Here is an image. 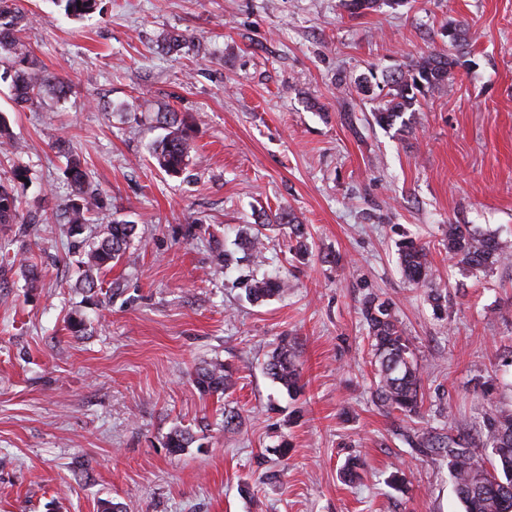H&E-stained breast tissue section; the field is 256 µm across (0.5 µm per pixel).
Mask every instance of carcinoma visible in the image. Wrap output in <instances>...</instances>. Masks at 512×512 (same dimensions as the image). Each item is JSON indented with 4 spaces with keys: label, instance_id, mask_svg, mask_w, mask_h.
I'll return each mask as SVG.
<instances>
[{
    "label": "carcinoma",
    "instance_id": "obj_1",
    "mask_svg": "<svg viewBox=\"0 0 512 512\" xmlns=\"http://www.w3.org/2000/svg\"><path fill=\"white\" fill-rule=\"evenodd\" d=\"M408 0H342L350 15L387 7L397 10ZM54 4L71 17L90 15L98 9V0H54ZM25 15L14 7L13 0H0V62L11 77L16 97L23 103L40 106L45 97L60 98L69 85L65 78L47 77L32 67L27 46L16 37ZM448 45L453 51L445 55H428L392 70L382 72V82L372 83L375 75L354 80L356 91L365 97L379 98L372 120L381 127H391L406 112L416 111L421 100L444 90L453 70L465 64L470 53L467 28L448 27ZM379 93H374V89ZM169 132L151 148L156 166L177 176L185 168L190 152L189 136L175 114L163 115ZM0 152L18 153V144L7 123L0 118ZM70 192L64 203V217L70 234H82L99 206L98 188L90 181L81 164L72 160L63 172ZM30 181L29 171L22 165L13 168L9 184H0V224H38L40 216L23 211L22 195ZM276 222L290 229L288 237L295 242L298 255L308 251L306 227L295 224L282 213ZM137 225L114 221L99 232L97 240L88 245L80 261L81 273L75 288L92 298L102 288L100 273L112 269L126 255ZM448 256L471 274L487 273L497 265L512 262V247L495 235L478 233L468 224H450L446 231ZM398 260L403 275L416 284H426L431 276L429 250L412 238L398 243ZM246 297L253 303H264L285 292V283L278 277L249 280L244 285ZM361 315L368 327L376 370L373 391L378 406L387 412L415 417L423 406V380L413 344L400 325L388 301L369 295L361 303ZM266 374L287 395L300 392V374L288 349V337L281 338L265 363ZM196 388L204 395L225 394L231 387V368L213 362L191 374ZM477 435L491 449V460L477 456L467 442L449 433L429 432L407 439L414 448H425L446 460L462 512H512V411L496 406L486 412ZM194 442L193 435L175 429L169 433L166 446L178 454Z\"/></svg>",
    "mask_w": 512,
    "mask_h": 512
}]
</instances>
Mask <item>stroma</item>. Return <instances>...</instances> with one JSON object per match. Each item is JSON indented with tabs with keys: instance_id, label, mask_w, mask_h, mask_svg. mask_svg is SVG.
Instances as JSON below:
<instances>
[{
	"instance_id": "1",
	"label": "stroma",
	"mask_w": 512,
	"mask_h": 512,
	"mask_svg": "<svg viewBox=\"0 0 512 512\" xmlns=\"http://www.w3.org/2000/svg\"><path fill=\"white\" fill-rule=\"evenodd\" d=\"M15 3L31 61L71 89L37 108L0 80V114L24 145L0 154V182L26 166L22 207L41 216L0 224V247L37 272L30 283L0 261V512H462L446 463L406 437L471 433L490 406L512 410V265L471 277L444 246L451 222L512 245V0L358 17L340 0H101L81 19L52 0ZM459 21L476 39L470 66L403 124L373 125L372 100L337 90L338 72L447 53ZM161 112L190 137L178 176L148 154ZM60 138L104 200L85 237L115 219L137 226L91 299L74 287L82 248L63 219ZM282 212L305 224L307 259L283 227L255 265L249 238ZM407 235L429 248L430 286L398 269ZM220 248L231 266L216 265ZM266 274L288 288L251 304L241 282ZM371 293L415 344L422 417L372 400L359 311ZM282 336L304 385L294 399L263 369ZM215 361L236 369L219 397L189 378ZM228 410L240 415L229 431ZM176 428L195 443L175 455ZM354 456L348 484L339 469ZM397 466L401 491L387 484Z\"/></svg>"
}]
</instances>
